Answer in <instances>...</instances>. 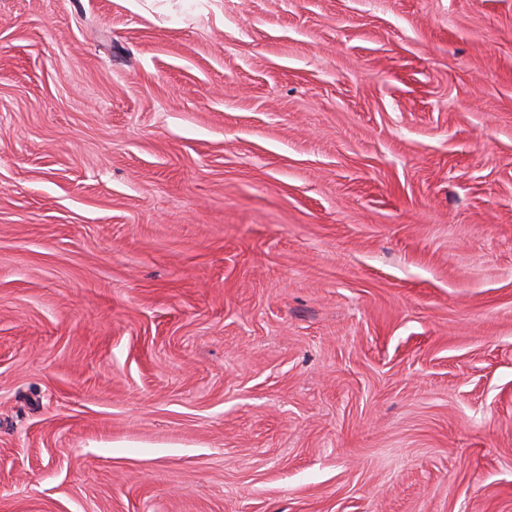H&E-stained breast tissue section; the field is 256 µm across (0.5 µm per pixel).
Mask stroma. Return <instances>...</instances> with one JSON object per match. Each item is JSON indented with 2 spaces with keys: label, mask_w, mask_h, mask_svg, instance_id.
Returning <instances> with one entry per match:
<instances>
[{
  "label": "stroma",
  "mask_w": 512,
  "mask_h": 512,
  "mask_svg": "<svg viewBox=\"0 0 512 512\" xmlns=\"http://www.w3.org/2000/svg\"><path fill=\"white\" fill-rule=\"evenodd\" d=\"M0 512H512V0H0Z\"/></svg>",
  "instance_id": "35a3bbf8"
}]
</instances>
